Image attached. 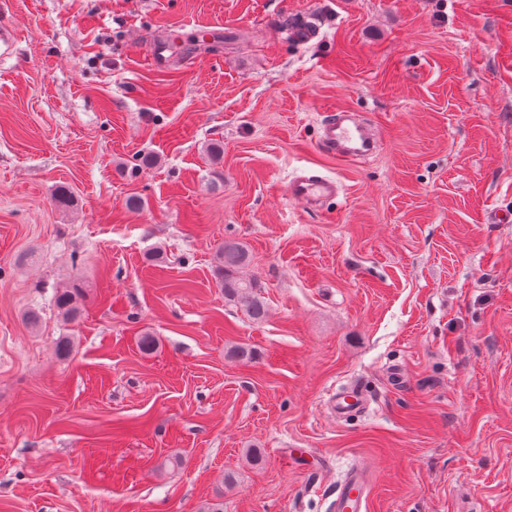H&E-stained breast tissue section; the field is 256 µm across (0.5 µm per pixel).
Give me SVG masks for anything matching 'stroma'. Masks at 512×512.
I'll list each match as a JSON object with an SVG mask.
<instances>
[{
    "mask_svg": "<svg viewBox=\"0 0 512 512\" xmlns=\"http://www.w3.org/2000/svg\"><path fill=\"white\" fill-rule=\"evenodd\" d=\"M2 26L0 512H330L353 469L368 512H512V0H11ZM337 109L376 154L319 147ZM301 174L339 191L304 207ZM228 239L263 321L216 284ZM284 32L299 43H308L319 35V25L316 17H292L282 26ZM80 295V288H72V290H64L55 296V306L58 313H60L67 320H75L81 308L77 305V297ZM365 402L361 392L352 390L346 395L336 398L332 402V411L336 412L338 416H349L357 413L364 408Z\"/></svg>",
    "mask_w": 512,
    "mask_h": 512,
    "instance_id": "obj_1",
    "label": "stroma"
}]
</instances>
